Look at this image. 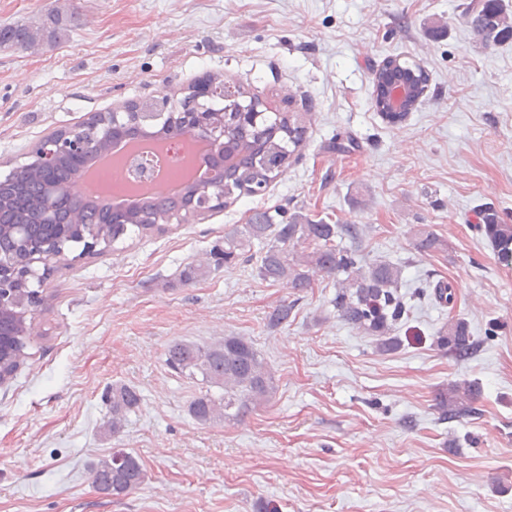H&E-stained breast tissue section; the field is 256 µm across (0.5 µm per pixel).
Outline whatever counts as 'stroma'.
Returning a JSON list of instances; mask_svg holds the SVG:
<instances>
[{
    "label": "stroma",
    "instance_id": "obj_1",
    "mask_svg": "<svg viewBox=\"0 0 512 512\" xmlns=\"http://www.w3.org/2000/svg\"><path fill=\"white\" fill-rule=\"evenodd\" d=\"M461 2L0 0V27L54 9L69 19L38 49L0 47V177L53 131L207 74L306 128L263 195L57 264L28 358L0 386V512H512V262L475 229L488 204L512 218V39L484 45ZM389 57L429 75L397 124L372 101ZM266 210L361 225L367 258L403 267L398 349L379 352L343 322L320 275L297 294L251 261L181 284L187 264ZM417 224L444 250L417 253ZM440 280L455 284L454 307L418 296ZM290 301L288 325L267 328ZM453 318L481 341L472 358L435 343ZM227 336L252 342L276 393L202 423L189 405L207 387L171 370L166 349ZM464 383L474 414L443 419L439 396ZM116 384L140 402L112 436ZM119 449L145 479L108 497L92 467Z\"/></svg>",
    "mask_w": 512,
    "mask_h": 512
}]
</instances>
